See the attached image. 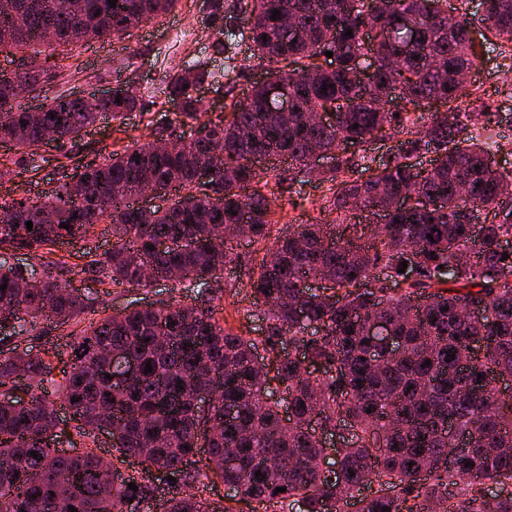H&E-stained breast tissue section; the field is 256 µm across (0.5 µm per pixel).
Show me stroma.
I'll list each match as a JSON object with an SVG mask.
<instances>
[{
  "mask_svg": "<svg viewBox=\"0 0 512 512\" xmlns=\"http://www.w3.org/2000/svg\"><path fill=\"white\" fill-rule=\"evenodd\" d=\"M218 29L219 23L210 16L205 0H180L175 11L140 26L129 38L81 43L57 52L61 76L49 85L48 96L79 91L100 93L109 90L113 80L120 78L131 85L142 108L129 113L123 122L102 118L77 146L42 147L38 159L30 161L12 180L0 182V201L50 192L62 174L71 175L86 165L101 162L104 156L124 147L131 138L146 139L148 115L164 111L166 79L184 62L198 59L213 71V78L201 89V96L211 110H223L232 99L242 98L250 86L262 78L265 68L252 58L245 42L237 49L235 68H228L223 56L212 49ZM468 87L475 90L477 97L496 106L499 112L512 113V85L504 83L501 73L484 68L473 73ZM326 194L324 186L311 182L302 186L300 194L284 197L278 231H286L293 219L302 224L327 221V213L320 209ZM112 244L110 225L100 224L85 239L56 244L48 255L49 260L58 264L59 278L73 287L97 293V303L84 314V321L135 304L192 303L191 294L168 282L132 290L93 281L81 270L83 253L101 254L111 250ZM235 251L236 260L224 269L225 288L216 302L217 316L224 319L233 332L253 335L262 328L263 322L253 313L254 306L247 294L248 276L258 270L266 248L242 239ZM78 330V325L73 323L55 324L18 338L17 345L35 354L48 353L55 373L59 374L70 368L71 345Z\"/></svg>",
  "mask_w": 512,
  "mask_h": 512,
  "instance_id": "35a3bbf8",
  "label": "stroma"
}]
</instances>
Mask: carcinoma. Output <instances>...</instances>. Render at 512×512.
<instances>
[{
    "label": "carcinoma",
    "mask_w": 512,
    "mask_h": 512,
    "mask_svg": "<svg viewBox=\"0 0 512 512\" xmlns=\"http://www.w3.org/2000/svg\"><path fill=\"white\" fill-rule=\"evenodd\" d=\"M67 2L59 9L55 0H0V54L31 49L14 69L0 70V142L27 155L48 135L75 144L101 116L121 122L141 107L129 92L92 105L42 96L56 76L55 55H45L38 71L23 66L40 55L34 46L44 34L55 33L57 47L129 37L179 0ZM482 6L492 38L479 53L466 15L448 22V0H211L221 20L214 51L230 60L236 39H247L266 67V78L228 105L231 118L201 120L193 92L213 73L187 63L167 77V103L179 125L199 127L203 137L184 143L162 112L149 121V140L112 152L49 193L0 202V251L30 255L109 224L115 244L98 257L86 253L81 272L141 288L175 270V285L194 294L192 305L143 306L90 323L59 381L49 356L0 351V512H128L144 494L162 512H230L197 495L203 475L188 464L199 448L207 449L211 475L231 490L227 500L279 512L295 505L346 512L354 502L358 512H512V489L485 490L512 486V401L496 388L512 378V251L500 248L512 224H473L480 209L512 207V172L490 169V147L470 135L499 113L469 101L459 81L495 58L499 71L512 73V56L499 52L512 44V0ZM289 15L293 27L285 25ZM245 17L247 32L238 29ZM406 41L412 47L395 67L396 45ZM328 51L332 68L319 64ZM365 62L373 72L364 82ZM282 82L291 106L270 112L269 88ZM20 83L43 102L22 103ZM400 87L405 96L395 104ZM318 110L334 113L335 123L311 125L307 115ZM386 135L399 136V145L375 169L352 151ZM164 138L171 149L157 146ZM315 144L329 156L325 168L308 167ZM426 154L433 155L427 166L409 165ZM269 157L289 161L287 171L257 167ZM205 165L211 175L202 182ZM359 168L371 174L360 177ZM145 180L184 197L146 215L130 204ZM312 180L328 187L332 223L297 224L272 237L279 199ZM410 189L414 204L396 206ZM358 197L367 215L385 218V238L370 245L352 223L349 200ZM50 211L54 223L46 221ZM244 218L249 240L272 241L275 257L248 281L265 323L256 337L225 328L212 305L224 266L235 261L225 225ZM163 241L170 246L161 248ZM38 267L51 263L0 257V326L11 327L0 342L29 335L43 318L77 321L94 301L52 274L33 287ZM318 276L332 287L310 288L308 279ZM464 304L480 307L481 319L463 320ZM373 321L389 334H371ZM126 359L137 374L121 386ZM307 359L321 375L310 376ZM275 383L288 397L286 418L273 399ZM50 386L75 433L111 435L112 486L93 449L57 448ZM228 456L235 464L225 465ZM128 457L146 474H163L164 484L123 474Z\"/></svg>",
    "instance_id": "carcinoma-1"
}]
</instances>
